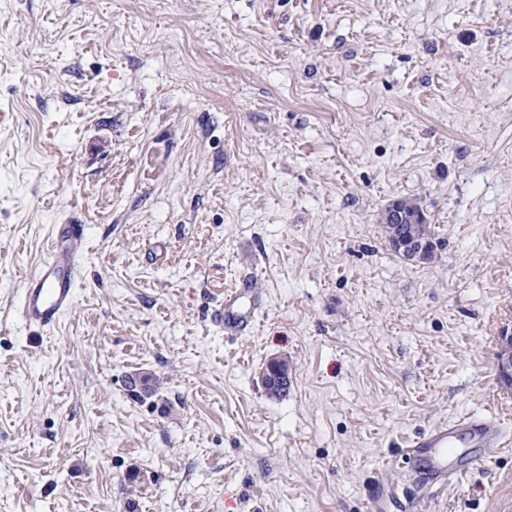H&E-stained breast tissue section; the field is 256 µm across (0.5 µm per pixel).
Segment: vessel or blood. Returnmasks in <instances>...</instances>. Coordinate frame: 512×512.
<instances>
[{
    "label": "vessel or blood",
    "instance_id": "vessel-or-blood-1",
    "mask_svg": "<svg viewBox=\"0 0 512 512\" xmlns=\"http://www.w3.org/2000/svg\"><path fill=\"white\" fill-rule=\"evenodd\" d=\"M84 248L83 225L67 224L54 233L46 259L23 291L19 318L25 326L52 328L60 316L73 307L81 273L79 258ZM263 304L264 293L255 277L241 278L234 287L225 290L217 313L225 336L235 337L251 331ZM460 431L468 432L485 446L512 445V426L494 417L464 416L452 423L437 425L406 446L404 459L413 484L426 488L445 487L466 477L469 469L458 464L452 445Z\"/></svg>",
    "mask_w": 512,
    "mask_h": 512
}]
</instances>
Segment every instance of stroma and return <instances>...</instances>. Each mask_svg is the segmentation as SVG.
I'll use <instances>...</instances> for the list:
<instances>
[{
	"mask_svg": "<svg viewBox=\"0 0 512 512\" xmlns=\"http://www.w3.org/2000/svg\"><path fill=\"white\" fill-rule=\"evenodd\" d=\"M510 195L512 0H0V512H397L382 471L406 512H512V446L461 437L446 489L398 455L512 422ZM405 198L433 262L384 241ZM60 224L75 304L22 327ZM392 204L395 205H393L390 211H386L384 218V221L390 222V224H382V232L386 242L393 244V238L398 236L410 239H438L432 225L426 224V218L423 216L419 218V215L423 214V210L416 200L400 199ZM396 204H399L405 212L407 218L406 224H404V213ZM418 220L421 224H413L414 221L418 223ZM264 304V293L254 276L239 277L237 284L224 291L217 319L224 327V336L235 337L251 331L258 311ZM497 376L499 382L512 388V324L503 327L498 336ZM269 362L272 363L270 360ZM267 363L265 365V370H267L268 377L265 378L267 387H265V391L268 396L272 398H281L285 396L288 393V361L285 358H275L273 362L277 365L279 371L283 374L282 377H277L275 374L272 373L271 370V363ZM272 378H276L275 384L273 386L270 385V381ZM281 380L279 383L278 380ZM459 431H467L484 446H510V426L494 417L464 416L450 424L437 425L406 446L403 456L413 484L426 488L447 487L466 477L469 467L457 463L452 445Z\"/></svg>",
	"mask_w": 512,
	"mask_h": 512,
	"instance_id": "35a3bbf8",
	"label": "stroma"
}]
</instances>
